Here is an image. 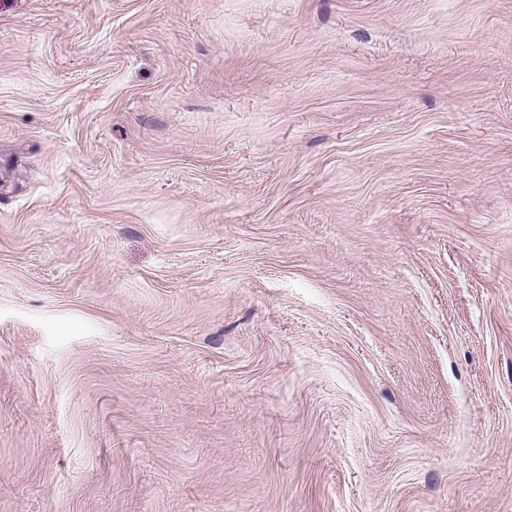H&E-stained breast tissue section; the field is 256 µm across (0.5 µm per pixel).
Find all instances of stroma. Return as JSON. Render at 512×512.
I'll list each match as a JSON object with an SVG mask.
<instances>
[{"label": "stroma", "instance_id": "stroma-1", "mask_svg": "<svg viewBox=\"0 0 512 512\" xmlns=\"http://www.w3.org/2000/svg\"><path fill=\"white\" fill-rule=\"evenodd\" d=\"M0 512H512V0H0Z\"/></svg>", "mask_w": 512, "mask_h": 512}]
</instances>
